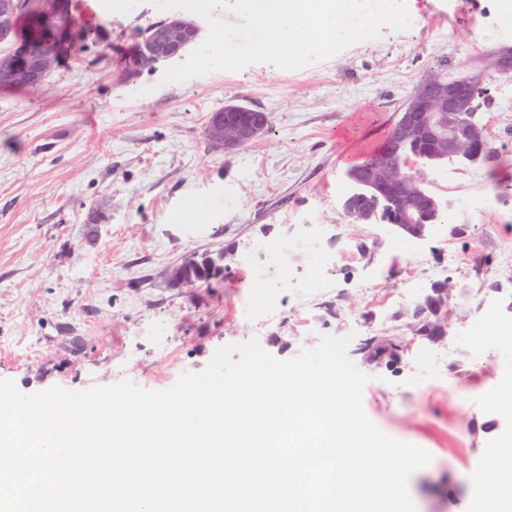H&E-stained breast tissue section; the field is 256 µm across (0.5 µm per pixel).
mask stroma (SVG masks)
<instances>
[{"instance_id":"stroma-1","label":"stroma","mask_w":512,"mask_h":512,"mask_svg":"<svg viewBox=\"0 0 512 512\" xmlns=\"http://www.w3.org/2000/svg\"><path fill=\"white\" fill-rule=\"evenodd\" d=\"M92 30L39 89L0 88V379L25 392L81 390L129 379L150 390L198 371L220 346L258 339L279 359L322 335L410 339L372 377L367 417L427 450L409 480L416 512H482V463L512 436V411L490 398L512 382V77L487 72L482 117L500 163L422 167L449 219L421 240L377 221L353 223L343 163L381 142L418 80L447 61H477L512 43V0H415L412 27L384 31L301 69L253 63L184 82L164 66L133 80L140 30L167 19L151 0H73ZM268 113L244 148L212 149L204 127L227 103ZM208 254L224 271L167 287L168 267ZM458 289L447 344L412 338L426 290ZM266 305L256 331L243 309Z\"/></svg>"}]
</instances>
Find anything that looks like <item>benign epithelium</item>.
<instances>
[{"label": "benign epithelium", "mask_w": 512, "mask_h": 512, "mask_svg": "<svg viewBox=\"0 0 512 512\" xmlns=\"http://www.w3.org/2000/svg\"><path fill=\"white\" fill-rule=\"evenodd\" d=\"M72 0H49L48 6L27 15V32L0 57V87L35 83L43 80L59 57L70 50L75 22ZM18 0H0V39H8L19 12ZM201 28L193 21L172 16L149 29L141 44L128 59L126 79L135 78L147 66L163 63L180 55L195 43ZM495 69L512 74V44L492 50L480 69H463L459 76L442 77L426 73L416 84L403 112L395 123L382 153L346 173L350 194L344 208L356 223L375 217L391 226L397 235L423 239L434 228L419 224L421 212L437 217L445 209L443 202L425 186L420 173L412 172L421 160L458 161L477 165L490 155L487 127L475 120L474 102L485 95L483 72ZM269 125L267 113L229 103L210 115L205 135L217 150L241 149L260 136ZM192 258L172 266L166 282L172 288L192 287L214 273V261L207 259L200 276L188 274ZM454 289L434 283L416 303L414 318L419 323L432 321L434 330L428 340L437 345L448 341V315ZM394 339L366 336L352 354L381 360L395 353L400 356L404 342L392 348Z\"/></svg>", "instance_id": "7a95c632"}]
</instances>
